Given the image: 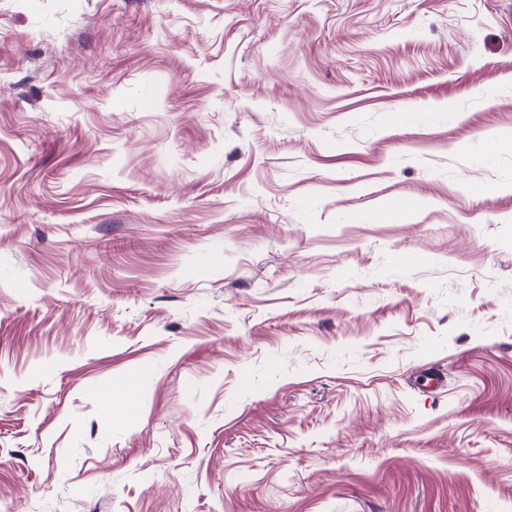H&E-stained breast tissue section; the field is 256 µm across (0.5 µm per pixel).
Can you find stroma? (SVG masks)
Instances as JSON below:
<instances>
[{
    "label": "stroma",
    "mask_w": 512,
    "mask_h": 512,
    "mask_svg": "<svg viewBox=\"0 0 512 512\" xmlns=\"http://www.w3.org/2000/svg\"><path fill=\"white\" fill-rule=\"evenodd\" d=\"M0 512H512V0H0Z\"/></svg>",
    "instance_id": "obj_1"
}]
</instances>
